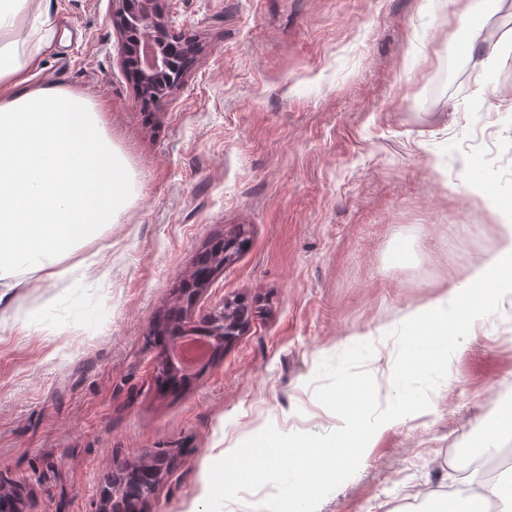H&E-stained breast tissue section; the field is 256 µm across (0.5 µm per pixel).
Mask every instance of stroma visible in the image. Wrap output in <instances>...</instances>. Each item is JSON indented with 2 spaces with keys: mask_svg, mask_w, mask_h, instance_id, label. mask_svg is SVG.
Here are the masks:
<instances>
[{
  "mask_svg": "<svg viewBox=\"0 0 512 512\" xmlns=\"http://www.w3.org/2000/svg\"><path fill=\"white\" fill-rule=\"evenodd\" d=\"M157 2L197 51L146 111L109 0H44L36 79L99 102L136 199L68 256L85 274L0 304V477L22 512H100L157 451L171 465L150 512H185L221 450L267 424L332 431L320 361L373 334L400 364L412 313L494 251L492 212L512 200V0ZM241 226L248 247L185 325L237 300L249 326L162 390L146 338L198 254ZM459 341L430 409L384 429L317 512H429L459 484L449 455L512 404V302ZM381 362L365 368L384 405Z\"/></svg>",
  "mask_w": 512,
  "mask_h": 512,
  "instance_id": "1",
  "label": "stroma"
}]
</instances>
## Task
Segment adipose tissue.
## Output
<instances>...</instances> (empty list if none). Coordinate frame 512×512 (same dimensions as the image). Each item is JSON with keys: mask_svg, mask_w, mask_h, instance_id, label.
Segmentation results:
<instances>
[{"mask_svg": "<svg viewBox=\"0 0 512 512\" xmlns=\"http://www.w3.org/2000/svg\"><path fill=\"white\" fill-rule=\"evenodd\" d=\"M43 0H0V302L28 282L62 276L76 245L118 223L135 200L134 174L86 93L35 81L49 24ZM512 283V216L495 250L465 281L441 286L419 306L404 336L395 377L447 364L461 325L491 314ZM512 512V472L460 498L456 512H480L489 500Z\"/></svg>", "mask_w": 512, "mask_h": 512, "instance_id": "ef3b65f1", "label": "adipose tissue"}]
</instances>
